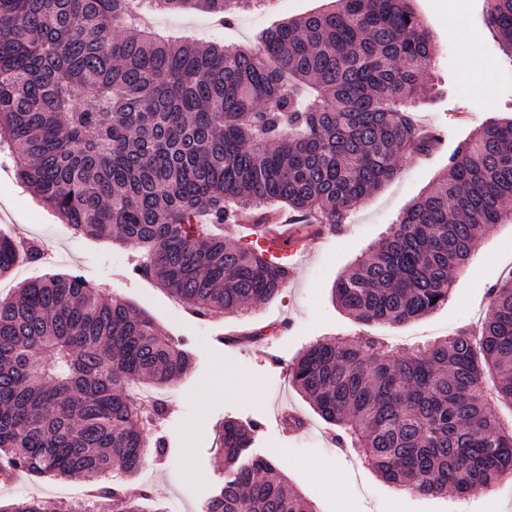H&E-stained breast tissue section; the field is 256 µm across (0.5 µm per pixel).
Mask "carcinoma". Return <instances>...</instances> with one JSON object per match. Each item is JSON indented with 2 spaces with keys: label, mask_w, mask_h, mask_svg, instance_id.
<instances>
[{
  "label": "carcinoma",
  "mask_w": 512,
  "mask_h": 512,
  "mask_svg": "<svg viewBox=\"0 0 512 512\" xmlns=\"http://www.w3.org/2000/svg\"><path fill=\"white\" fill-rule=\"evenodd\" d=\"M0 0V142L24 159L22 185L74 234L143 250L130 276L156 281L200 319L268 302L288 271L258 246L207 231L277 210L307 236L334 229L428 154L415 125L434 53L412 0H329L263 31L254 50L171 42L150 11L202 10L230 25L250 0ZM484 20L512 51V0ZM512 120L487 124L448 157L381 244L334 283L360 323L399 325L448 303L450 271L478 232L512 220ZM42 244L0 233V278ZM480 336L466 330L399 357L375 336L309 345L288 377L339 441L410 495L466 494L512 480V280L487 289ZM166 335L79 272L23 282L0 298V458L31 475L95 482L96 512H146L135 474L164 415L131 387L168 386L191 367ZM258 423L224 421L228 476L206 512H317L269 459L242 460ZM0 512H78L38 497Z\"/></svg>",
  "instance_id": "cac0c4a2"
}]
</instances>
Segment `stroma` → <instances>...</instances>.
Returning a JSON list of instances; mask_svg holds the SVG:
<instances>
[{"mask_svg": "<svg viewBox=\"0 0 512 512\" xmlns=\"http://www.w3.org/2000/svg\"><path fill=\"white\" fill-rule=\"evenodd\" d=\"M326 0H267L265 7L238 12L231 26L209 14H157L150 21L174 38L201 43L218 40L245 49L277 21L317 10ZM414 9L435 41L432 80L448 84L446 98L418 103L415 122L437 133L440 145L427 156L404 154L397 176L357 203L343 230L303 256H294L295 273L273 300L237 314L199 319L178 309L155 282L135 279L127 268L133 254L115 241L73 235L70 227L23 188L16 172L18 155L0 164V232L48 243V262L28 265L0 280V297L17 284L52 274L80 271L103 296H119L150 316L170 336L185 339L193 354L191 369L158 395L167 406L149 440L163 438L164 455L148 454L137 482L147 485L165 512H204L226 471L218 463L217 436L225 419L259 421L248 456L274 460L290 487L314 504L317 512H512V480L494 490L455 495H408L382 481L354 449L337 446L324 422L289 382L286 366L310 344L336 336H382L397 355L466 325L478 329L487 308L485 288L512 271V223L479 232L474 254H492V262L470 264L456 273L455 287L443 307L401 326L362 325L332 298L335 280L381 242L389 224L444 171L449 156L482 125L512 118V53L484 22V0H415ZM466 32L461 51L449 57L454 39L450 24ZM305 425L286 429L284 412ZM88 487V480L25 476L23 483L0 484V502L23 497L57 498L64 486Z\"/></svg>", "mask_w": 512, "mask_h": 512, "instance_id": "stroma-1", "label": "stroma"}]
</instances>
